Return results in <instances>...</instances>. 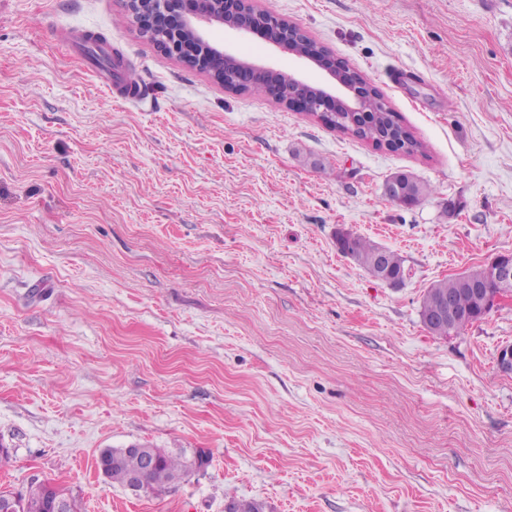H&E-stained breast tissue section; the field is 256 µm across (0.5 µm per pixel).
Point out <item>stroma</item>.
<instances>
[{
	"label": "stroma",
	"instance_id": "stroma-1",
	"mask_svg": "<svg viewBox=\"0 0 512 512\" xmlns=\"http://www.w3.org/2000/svg\"><path fill=\"white\" fill-rule=\"evenodd\" d=\"M363 75L427 152L378 148L164 57L125 0H0V491L81 512H512V298L457 335L434 282L512 253V0H257ZM146 86L114 104L60 31ZM256 66L326 75L260 39ZM408 172L434 192L384 193ZM398 252L391 288L336 248ZM209 452L137 496L99 452ZM58 493L70 499V512L81 511L78 501L74 496L71 494L68 495L64 490L51 483H40L35 486H31L27 491L21 512H51L52 503Z\"/></svg>",
	"mask_w": 512,
	"mask_h": 512
}]
</instances>
